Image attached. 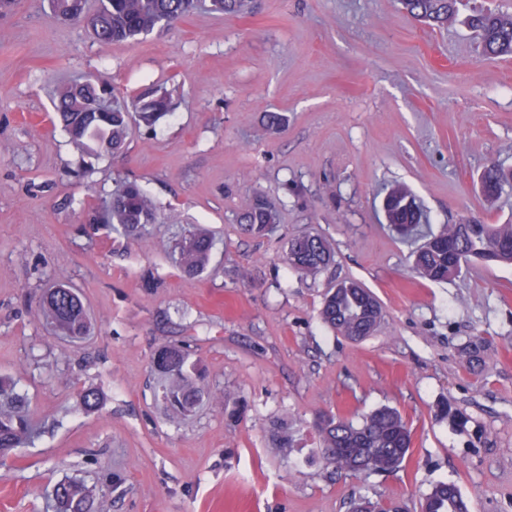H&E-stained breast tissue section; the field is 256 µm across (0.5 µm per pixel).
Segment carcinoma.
<instances>
[{"label": "carcinoma", "instance_id": "1", "mask_svg": "<svg viewBox=\"0 0 512 512\" xmlns=\"http://www.w3.org/2000/svg\"><path fill=\"white\" fill-rule=\"evenodd\" d=\"M58 19L81 25L102 44L136 43L159 32L200 7L224 16L241 17L252 11V0H48ZM403 8L418 21L436 28L448 26L456 17L459 0H400ZM469 26L480 41L487 59L512 56V15L485 10L469 18ZM174 95L155 87L145 88L131 100L120 99L112 85L96 75H81L56 86L54 118L70 143L85 159L116 155L126 148L132 123L151 127L176 108ZM512 172L496 165L481 175L484 195L493 199ZM386 223L402 237L421 234L423 243L411 252V270L416 277L446 283L472 261L512 264V224H486L466 220L444 224L438 230L427 227L428 219L410 189L395 185L385 196ZM156 220L152 198L133 181H124L112 191L96 212V223L118 227L129 237L139 235L145 224ZM278 215L262 195L244 199L238 222L249 235L264 237L276 228ZM213 239L203 231H193L170 247L169 259L185 273L199 275L210 262ZM334 249L318 234L296 235L287 242L285 262L292 269L316 276L331 266ZM39 307L48 324L61 333L79 338L87 335L89 323L85 304L78 292L64 284L43 293ZM322 322L335 334L364 339L372 335L383 317L374 294L357 279H344L330 288L320 310ZM189 352L176 345L160 348L153 358L155 370L168 380L163 400L178 417L191 412L202 394L191 383ZM314 429L323 448L335 449L326 459L336 470L352 475L393 472L404 466L412 446L408 422L395 408L378 407L358 420L321 414ZM30 434L28 410L20 402L0 408V454L22 443ZM451 483L439 481L426 494L421 508L426 512H470V503L460 490L449 491ZM56 512H91V497L74 481L54 488Z\"/></svg>", "mask_w": 512, "mask_h": 512}]
</instances>
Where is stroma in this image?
Masks as SVG:
<instances>
[{"label":"stroma","instance_id":"obj_1","mask_svg":"<svg viewBox=\"0 0 512 512\" xmlns=\"http://www.w3.org/2000/svg\"><path fill=\"white\" fill-rule=\"evenodd\" d=\"M247 18L196 12L134 44L103 45L54 19L46 0L0 11V380L41 434L0 454V512H46L64 479L94 512H350L355 498L419 512L454 482L472 512H512V266L475 262L446 283L408 270L409 247L380 222L384 188L407 186L434 226L512 222V188L486 201L480 175L512 171V58L485 60L465 15L512 0H465L432 29L396 0H254ZM95 73L118 91L163 87L178 107L133 125L126 152L80 171L53 123L56 81ZM288 117L264 130L269 113ZM138 182L158 221L136 238L95 223L117 180ZM263 194L280 236L237 222ZM201 226L204 274L165 248ZM305 231L332 243L312 277L283 261ZM361 280L384 318L362 340L319 318L337 280ZM79 289L90 336L44 325L39 296ZM484 345L471 365L465 346ZM187 347L202 401L175 418L152 358ZM101 395L94 411L83 390ZM448 405L462 417L452 424ZM397 408L413 430L399 471L327 467L313 422ZM294 439H273L280 423Z\"/></svg>","mask_w":512,"mask_h":512}]
</instances>
